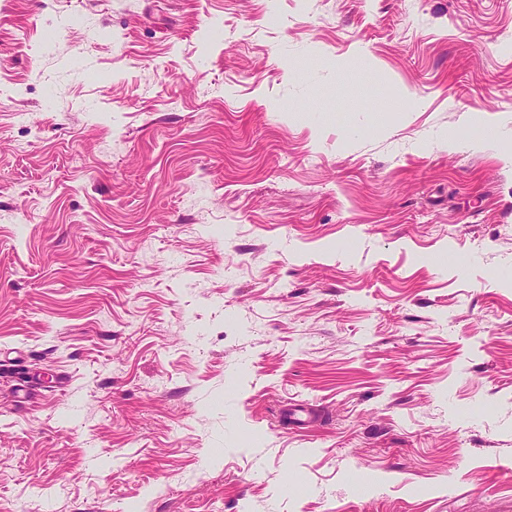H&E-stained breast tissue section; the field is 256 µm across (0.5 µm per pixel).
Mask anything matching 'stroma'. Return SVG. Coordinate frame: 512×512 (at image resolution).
Here are the masks:
<instances>
[{
    "instance_id": "1",
    "label": "stroma",
    "mask_w": 512,
    "mask_h": 512,
    "mask_svg": "<svg viewBox=\"0 0 512 512\" xmlns=\"http://www.w3.org/2000/svg\"><path fill=\"white\" fill-rule=\"evenodd\" d=\"M0 512H512V0H0ZM281 416L288 425L297 430L307 429L312 425V416L308 408L301 403H289L281 410Z\"/></svg>"
}]
</instances>
